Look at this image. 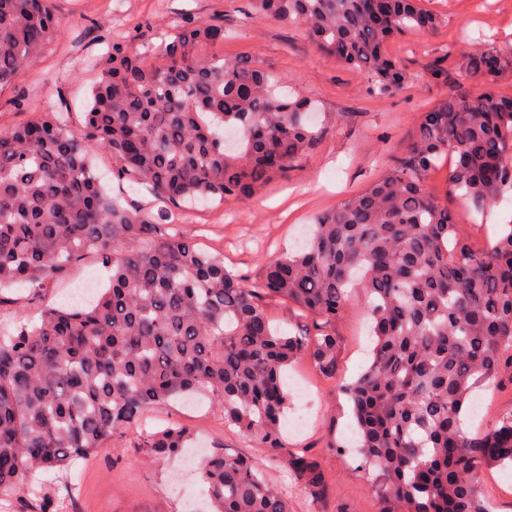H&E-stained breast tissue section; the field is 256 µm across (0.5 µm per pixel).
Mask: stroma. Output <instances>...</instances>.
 Returning <instances> with one entry per match:
<instances>
[{
	"label": "stroma",
	"mask_w": 512,
	"mask_h": 512,
	"mask_svg": "<svg viewBox=\"0 0 512 512\" xmlns=\"http://www.w3.org/2000/svg\"><path fill=\"white\" fill-rule=\"evenodd\" d=\"M442 14L444 24L432 32H409L391 41L387 50L411 74L403 90L371 92L362 75L324 55L305 31L259 16L251 0H52L60 36L45 47L31 69L0 90V132L34 119L22 102L48 100L80 132L89 88L99 73L108 43L129 36L134 26L149 23L168 28L174 17L190 12L224 24L227 37L220 50L226 58H245L281 76L301 94L318 101L322 111L338 115L318 147L300 166L275 178L249 200L210 203L193 212L183 231L197 236L204 249L220 253L229 270L257 280L268 261L291 251L304 225L362 190L402 151L418 116L437 104L453 86L476 92L484 80L464 73L441 84L432 68L447 50L456 54L512 44V0H424ZM427 189L461 215V230L474 248H485L498 225L512 221V206H493L484 218L471 219L460 200L448 192V169L440 167L425 180ZM106 277L96 254H87L42 301H69L87 279ZM367 317L361 298H353L336 323L342 340L339 358L344 379L355 377L368 360ZM290 402L283 435L292 448H312L325 475L335 485L333 505L341 512H377L371 476L353 468L352 453L327 448L330 432L347 438L352 419L336 385L305 361L288 371ZM474 401L482 405L467 429L487 425L512 412V386H482ZM149 427L177 420L207 445H220L252 457L271 477L287 483L286 470L271 467L270 454L235 430L225 428L221 410L201 399L192 405L172 402L150 409ZM139 429L110 438L97 449L96 465L79 479L74 491L77 512H195L205 501L199 477L179 458L160 459L138 449Z\"/></svg>",
	"instance_id": "obj_1"
}]
</instances>
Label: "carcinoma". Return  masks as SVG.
<instances>
[{
	"instance_id": "obj_1",
	"label": "carcinoma",
	"mask_w": 512,
	"mask_h": 512,
	"mask_svg": "<svg viewBox=\"0 0 512 512\" xmlns=\"http://www.w3.org/2000/svg\"><path fill=\"white\" fill-rule=\"evenodd\" d=\"M252 2L383 93L411 81L390 39L444 22L422 0ZM58 29L51 0H0V89ZM133 39L144 52L112 42L80 134L60 118L0 133V293L42 290L88 253L109 269L96 295L0 327V492L22 488L35 512H57L55 497L29 484L33 474L72 466L153 406L203 394L224 426L272 449L311 502L325 504L330 483L317 460L283 438L285 374L304 358L336 378L334 326L360 294L374 347L339 385L353 437L328 448L358 449L378 512H490L480 475L512 468V413L475 433L465 418L475 389L512 374V224L473 249L425 178L450 161V186L480 214L512 193V96L458 89L421 113L383 174L303 227L295 248L249 284L180 231L179 205L254 194L299 166L338 116L247 59L194 56L224 44L220 21L186 13L169 31L139 25ZM450 68L512 82V46L454 59L435 77L448 83ZM100 151L113 178L160 208L109 196L90 166ZM269 300L292 304L317 333L274 324ZM140 441L160 457L198 447L178 422ZM197 471L210 512H290L249 457L215 447Z\"/></svg>"
}]
</instances>
